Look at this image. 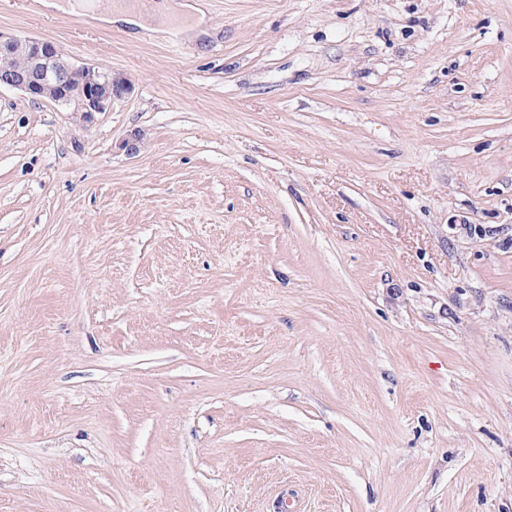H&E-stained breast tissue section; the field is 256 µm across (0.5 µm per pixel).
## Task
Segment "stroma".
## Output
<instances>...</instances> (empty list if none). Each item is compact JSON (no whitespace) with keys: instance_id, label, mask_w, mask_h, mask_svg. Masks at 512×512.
<instances>
[{"instance_id":"stroma-1","label":"stroma","mask_w":512,"mask_h":512,"mask_svg":"<svg viewBox=\"0 0 512 512\" xmlns=\"http://www.w3.org/2000/svg\"><path fill=\"white\" fill-rule=\"evenodd\" d=\"M203 2L0 0L134 84L0 89V512H512V0ZM99 8L107 13L104 19L110 23L124 22L125 24L149 29L163 36L187 35L200 31L202 14L198 2H160L154 3L147 12L140 10L133 4L101 5ZM158 25L154 28L146 26L148 20H156Z\"/></svg>"}]
</instances>
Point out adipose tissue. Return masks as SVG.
Returning a JSON list of instances; mask_svg holds the SVG:
<instances>
[{
    "label": "adipose tissue",
    "mask_w": 512,
    "mask_h": 512,
    "mask_svg": "<svg viewBox=\"0 0 512 512\" xmlns=\"http://www.w3.org/2000/svg\"><path fill=\"white\" fill-rule=\"evenodd\" d=\"M104 11L111 23L122 22L141 28L147 21H155L156 33L164 36L197 32L201 23V9L197 0H155L146 12L127 2L124 5L105 6Z\"/></svg>",
    "instance_id": "ef3b65f1"
}]
</instances>
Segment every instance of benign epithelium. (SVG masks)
Listing matches in <instances>:
<instances>
[{
    "label": "benign epithelium",
    "instance_id": "7a95c632",
    "mask_svg": "<svg viewBox=\"0 0 512 512\" xmlns=\"http://www.w3.org/2000/svg\"><path fill=\"white\" fill-rule=\"evenodd\" d=\"M2 86L64 106L83 126L91 125L96 115L132 90L124 75L95 65H76L54 42L28 35L0 38Z\"/></svg>",
    "mask_w": 512,
    "mask_h": 512
}]
</instances>
